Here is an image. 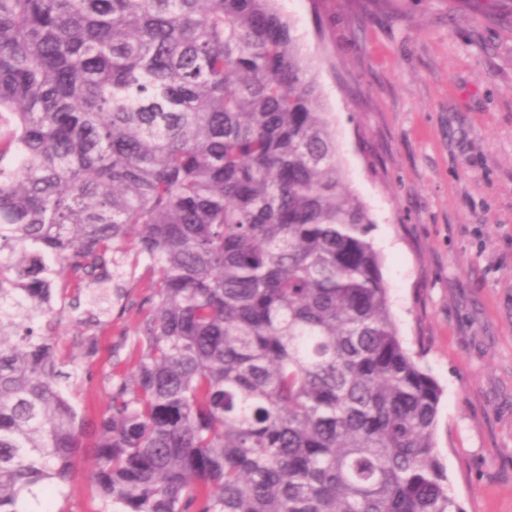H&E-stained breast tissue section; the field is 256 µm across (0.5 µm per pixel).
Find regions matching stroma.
<instances>
[{"mask_svg": "<svg viewBox=\"0 0 512 512\" xmlns=\"http://www.w3.org/2000/svg\"><path fill=\"white\" fill-rule=\"evenodd\" d=\"M368 206L393 316L443 390L437 445L465 512H512V0H278ZM96 337L86 420L131 371L123 333ZM84 456L46 512H108Z\"/></svg>", "mask_w": 512, "mask_h": 512, "instance_id": "stroma-1", "label": "stroma"}]
</instances>
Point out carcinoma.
I'll use <instances>...</instances> for the list:
<instances>
[{
  "label": "carcinoma",
  "instance_id": "1",
  "mask_svg": "<svg viewBox=\"0 0 512 512\" xmlns=\"http://www.w3.org/2000/svg\"><path fill=\"white\" fill-rule=\"evenodd\" d=\"M373 224L277 0H0V512L84 448L111 512H464ZM127 255L148 307L89 431L42 324L105 331L77 299Z\"/></svg>",
  "mask_w": 512,
  "mask_h": 512
}]
</instances>
